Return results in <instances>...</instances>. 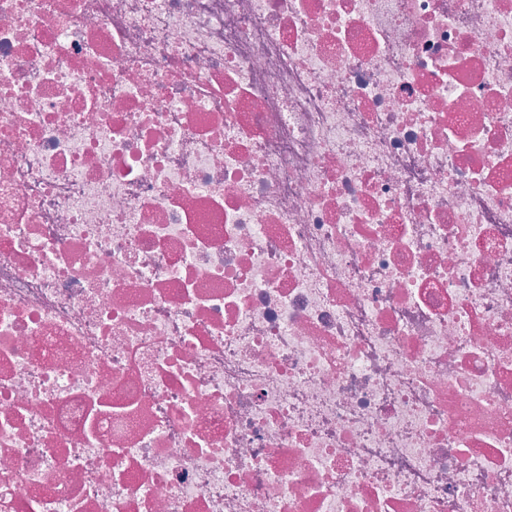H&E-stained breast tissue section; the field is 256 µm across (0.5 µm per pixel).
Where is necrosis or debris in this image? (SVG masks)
<instances>
[{"mask_svg": "<svg viewBox=\"0 0 512 512\" xmlns=\"http://www.w3.org/2000/svg\"><path fill=\"white\" fill-rule=\"evenodd\" d=\"M0 512H512V0H0Z\"/></svg>", "mask_w": 512, "mask_h": 512, "instance_id": "obj_1", "label": "necrosis or debris"}]
</instances>
